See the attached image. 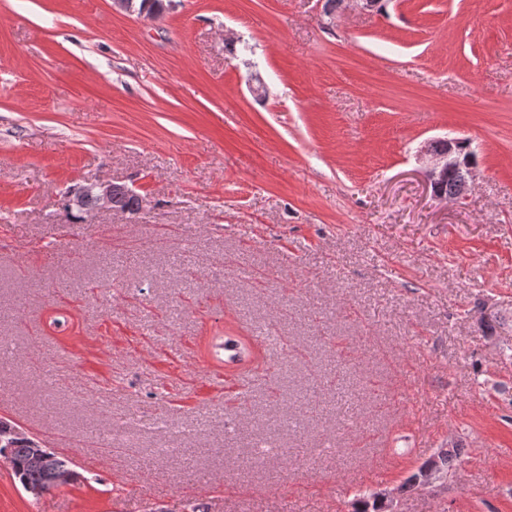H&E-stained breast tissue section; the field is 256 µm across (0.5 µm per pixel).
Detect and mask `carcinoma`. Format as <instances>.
<instances>
[{
	"instance_id": "obj_1",
	"label": "carcinoma",
	"mask_w": 512,
	"mask_h": 512,
	"mask_svg": "<svg viewBox=\"0 0 512 512\" xmlns=\"http://www.w3.org/2000/svg\"><path fill=\"white\" fill-rule=\"evenodd\" d=\"M41 447L38 440L28 436L25 432L17 431V426L8 420L0 419V458L8 460L12 472L23 488H43L52 490L57 487L56 480L62 473L72 472V480L79 479L77 472L71 471V461L55 452H50L52 461L48 465L33 467L30 457L34 449ZM457 456V447L440 449L437 458L431 460V465L425 467L420 473L412 476L411 481L417 484H426L432 480L448 476L454 458ZM353 512H387L384 497L372 493H358L352 504Z\"/></svg>"
}]
</instances>
